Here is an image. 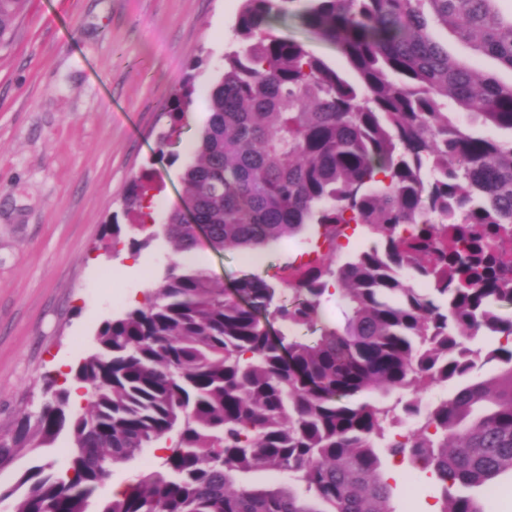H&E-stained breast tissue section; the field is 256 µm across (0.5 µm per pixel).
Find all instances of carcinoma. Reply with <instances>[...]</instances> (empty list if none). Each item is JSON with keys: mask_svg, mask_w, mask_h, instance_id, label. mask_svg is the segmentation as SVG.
<instances>
[{"mask_svg": "<svg viewBox=\"0 0 512 512\" xmlns=\"http://www.w3.org/2000/svg\"><path fill=\"white\" fill-rule=\"evenodd\" d=\"M26 0H0V38ZM497 0H243L208 96L211 118L183 179L195 223L173 209L161 231L172 247L144 300L99 327L75 379L87 389L66 411L57 390L0 436V472L19 453L66 430L67 467L33 465L0 497L14 512H87L112 465L144 448L168 450L162 470L103 502L100 512H394L381 471L388 458L431 472L440 512H484L474 491L512 479V139L475 134L453 118L512 131V83L478 75L448 55L431 27L512 70V14ZM290 18L330 42L350 80L293 38ZM194 88L187 77L162 111L175 121ZM175 127L156 157L177 159ZM147 191L131 183L125 210L157 236ZM372 245L342 263L344 229ZM258 249L315 225L327 252L274 284L240 278L232 293L184 261L199 244ZM338 286L341 328L320 327ZM288 333L270 334V320ZM481 332L504 338L486 354ZM490 380L470 381L478 359ZM457 382L420 414L421 394ZM373 392L382 399L354 402ZM415 418L402 439L384 424ZM257 468L288 486L233 489Z\"/></svg>", "mask_w": 512, "mask_h": 512, "instance_id": "obj_1", "label": "carcinoma"}]
</instances>
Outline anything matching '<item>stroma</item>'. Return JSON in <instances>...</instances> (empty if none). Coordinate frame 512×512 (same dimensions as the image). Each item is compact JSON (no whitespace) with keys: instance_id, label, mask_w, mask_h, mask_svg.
<instances>
[{"instance_id":"35a3bbf8","label":"stroma","mask_w":512,"mask_h":512,"mask_svg":"<svg viewBox=\"0 0 512 512\" xmlns=\"http://www.w3.org/2000/svg\"><path fill=\"white\" fill-rule=\"evenodd\" d=\"M242 0H28L0 40V435L38 411L47 379L58 386L92 350L99 326L135 305L144 281L164 270L171 246L159 237L128 244L138 217L122 199L132 179L148 184L154 224L185 195L210 112L207 89L224 71ZM434 38L477 73L512 82V71L436 26ZM195 92L179 124L160 113L186 75ZM176 127V162L154 158L161 130ZM122 227L119 242L104 230ZM309 232L249 255L199 244L188 260L232 289L237 278L287 273L313 252ZM67 435L21 454L0 474L11 487L28 467H66ZM163 449L113 466L92 498L98 512L113 487L159 470ZM395 512H440L441 487L409 462L386 465Z\"/></svg>"}]
</instances>
